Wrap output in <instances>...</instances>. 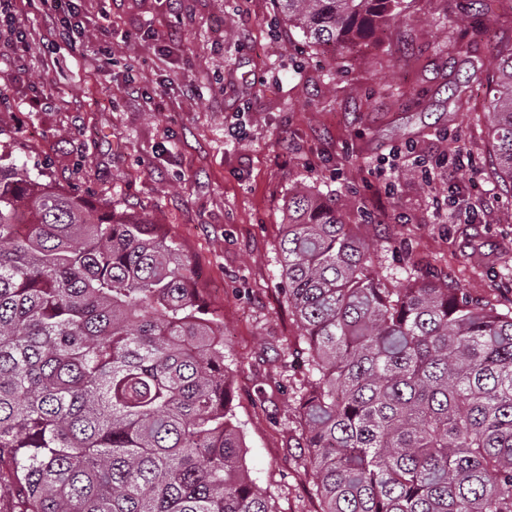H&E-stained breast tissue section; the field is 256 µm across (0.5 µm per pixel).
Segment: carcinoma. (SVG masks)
Wrapping results in <instances>:
<instances>
[{"label": "carcinoma", "mask_w": 512, "mask_h": 512, "mask_svg": "<svg viewBox=\"0 0 512 512\" xmlns=\"http://www.w3.org/2000/svg\"><path fill=\"white\" fill-rule=\"evenodd\" d=\"M356 47L406 0H277ZM489 134L512 180V49L490 39ZM27 225L24 233L17 226ZM282 292L319 512H512V307L435 276L387 288L332 201L288 197ZM224 327L154 224L0 165V494L13 512H274L251 478Z\"/></svg>", "instance_id": "1"}]
</instances>
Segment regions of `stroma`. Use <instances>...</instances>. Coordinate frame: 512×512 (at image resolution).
<instances>
[{
	"mask_svg": "<svg viewBox=\"0 0 512 512\" xmlns=\"http://www.w3.org/2000/svg\"><path fill=\"white\" fill-rule=\"evenodd\" d=\"M72 3L73 41L40 0L0 11V155L179 245L224 327L252 478L275 512H316L303 328L280 291L288 198L346 206L386 287L436 274L511 307L512 182L484 105L486 39L512 46V0H409L408 22L347 51L276 0Z\"/></svg>",
	"mask_w": 512,
	"mask_h": 512,
	"instance_id": "obj_1",
	"label": "stroma"
}]
</instances>
